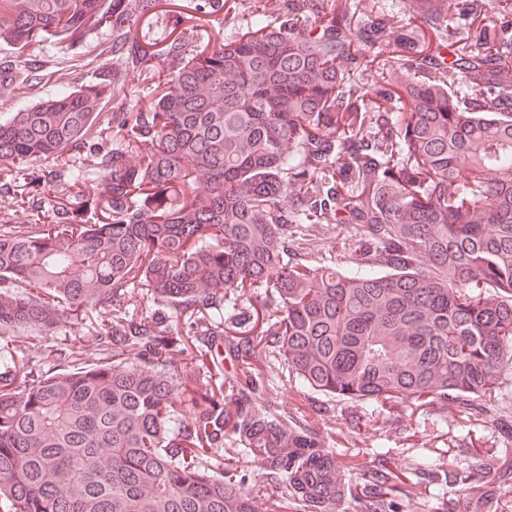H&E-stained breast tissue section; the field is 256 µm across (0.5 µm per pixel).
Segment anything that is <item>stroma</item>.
I'll list each match as a JSON object with an SVG mask.
<instances>
[{
    "mask_svg": "<svg viewBox=\"0 0 512 512\" xmlns=\"http://www.w3.org/2000/svg\"><path fill=\"white\" fill-rule=\"evenodd\" d=\"M12 62L21 66L42 67L50 72L51 80H33L25 99L14 95H0V112H11L26 103L51 98L57 91L58 83L73 86L94 80L101 68L112 65V32L106 28L89 34L81 43H59L45 39L25 48L0 42V63ZM269 401L291 412H301L309 421H318L316 405L334 408L335 416L327 421V428L343 429V417L348 408L337 398L319 397L317 403H310L305 391L294 388L286 380H271L268 386ZM491 416L467 420L454 405L443 410L426 414L422 411L404 412L401 418H393L380 406H369L371 425L368 431L356 438L339 439L337 452L348 448H373L382 446L390 449L403 466H410L420 455L437 457L446 468L468 471L472 460L457 447L456 438L469 437L473 447L479 448L484 462L491 467H511L512 458H504L500 449L512 448V434L502 430L500 420H512V372L506 373L492 398Z\"/></svg>",
    "mask_w": 512,
    "mask_h": 512,
    "instance_id": "1",
    "label": "stroma"
}]
</instances>
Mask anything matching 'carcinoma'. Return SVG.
<instances>
[{
  "label": "carcinoma",
  "instance_id": "obj_1",
  "mask_svg": "<svg viewBox=\"0 0 512 512\" xmlns=\"http://www.w3.org/2000/svg\"><path fill=\"white\" fill-rule=\"evenodd\" d=\"M238 2L180 0L160 48L136 39L160 0H0L1 40L104 26L126 72L169 69L106 118V72L0 113L31 216L0 223V512H399L448 484L442 512H497L471 472L338 454L261 394L279 366L353 403L357 435L369 404L491 413L512 371V0H249L210 46L204 16ZM37 158L53 168L31 179ZM303 224L353 229L339 262ZM139 295L162 312H130ZM85 320L93 364L9 345ZM242 452L271 492L237 478ZM15 341L10 347L17 350L19 356H25L30 358L33 362L42 363L41 368L47 370L53 366L51 361H43L41 358V345L44 344V339L41 336L35 334H24L14 338ZM41 359V360H40ZM40 360V361H39Z\"/></svg>",
  "mask_w": 512,
  "mask_h": 512
}]
</instances>
